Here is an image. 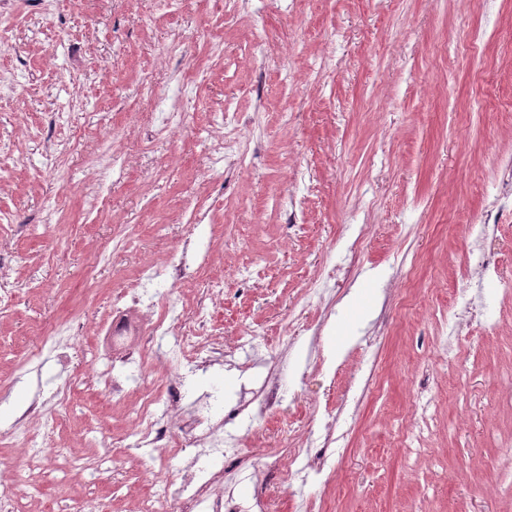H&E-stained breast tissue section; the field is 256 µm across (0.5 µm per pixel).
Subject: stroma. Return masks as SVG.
<instances>
[{"mask_svg": "<svg viewBox=\"0 0 512 512\" xmlns=\"http://www.w3.org/2000/svg\"><path fill=\"white\" fill-rule=\"evenodd\" d=\"M0 32V142L25 158L0 173L10 218L0 271L25 284L0 309V459L13 468L16 512H136L147 488L179 481L188 461L201 473L223 464L225 492L246 505L277 496L278 512H512V447L489 440L492 427L512 425L492 407L512 363V310L499 309L512 280V210H499L495 176L512 157V0H236L229 15L222 0H5ZM148 72L159 88L145 112ZM228 104L251 119L248 163L214 171L211 115ZM175 107L193 119L171 136ZM84 150L121 159L91 170ZM48 155L57 171L45 169ZM310 187L295 237L290 200ZM198 202L208 217L194 229ZM49 209L57 223H43ZM490 213L504 275L463 279L466 226ZM361 232L355 259L346 244ZM173 250L185 254L181 275L147 284L139 305L117 303ZM256 263L270 266L260 282L249 276ZM331 267L334 308L315 347L288 314L304 282ZM464 292L497 327L470 328L464 368L450 375L434 357L432 311ZM153 301L206 305L212 319L199 333L225 338L223 360L169 367L172 339L155 335ZM124 316L138 332L117 348L112 323ZM61 323L60 354L31 358L37 337ZM247 329L252 345L234 347ZM104 370L176 384L180 409L223 423L233 453L216 460L175 423L179 456L119 446L130 399L104 390ZM272 370L283 417L318 404L336 418V447L304 451L324 457L321 472L267 470L274 424L251 398ZM68 380V406H53ZM423 389L438 402L434 433L408 460L399 434ZM37 401L54 432L29 483L11 431ZM21 427L41 431L34 420ZM61 448L81 469L59 472Z\"/></svg>", "mask_w": 512, "mask_h": 512, "instance_id": "stroma-1", "label": "stroma"}]
</instances>
